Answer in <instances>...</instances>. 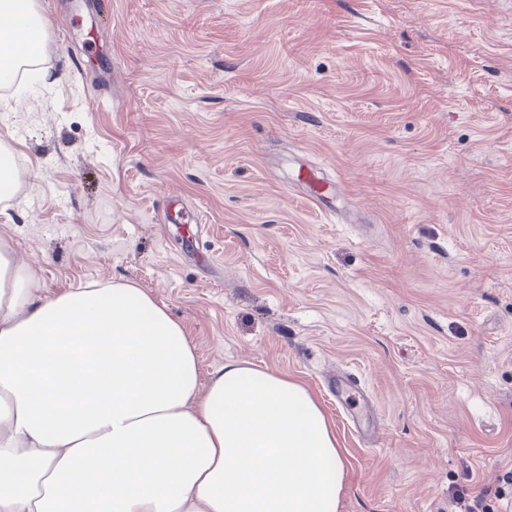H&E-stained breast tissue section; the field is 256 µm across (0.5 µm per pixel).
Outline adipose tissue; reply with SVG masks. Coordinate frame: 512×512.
<instances>
[{"label":"adipose tissue","instance_id":"1","mask_svg":"<svg viewBox=\"0 0 512 512\" xmlns=\"http://www.w3.org/2000/svg\"><path fill=\"white\" fill-rule=\"evenodd\" d=\"M34 0H0V81L40 66ZM0 238V512H339L351 468L296 378L208 382L180 322L121 279L53 296Z\"/></svg>","mask_w":512,"mask_h":512}]
</instances>
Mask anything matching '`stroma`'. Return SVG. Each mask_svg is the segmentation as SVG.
<instances>
[{
    "label": "stroma",
    "mask_w": 512,
    "mask_h": 512,
    "mask_svg": "<svg viewBox=\"0 0 512 512\" xmlns=\"http://www.w3.org/2000/svg\"><path fill=\"white\" fill-rule=\"evenodd\" d=\"M38 0L45 84L0 83V237L52 296L129 281L201 377L300 379L340 512H451L512 471V0ZM102 42L88 44V30ZM336 182L322 212L299 164ZM353 370L376 427L326 397ZM13 156L7 149L0 148V202L9 201L18 190L19 180L16 175Z\"/></svg>",
    "instance_id": "obj_1"
}]
</instances>
